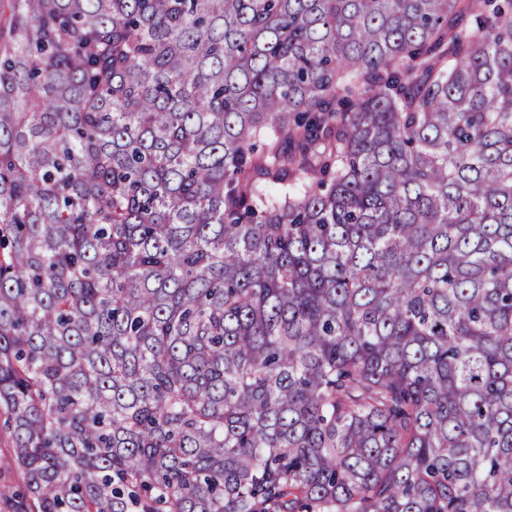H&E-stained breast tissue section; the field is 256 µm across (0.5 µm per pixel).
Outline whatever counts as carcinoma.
I'll return each mask as SVG.
<instances>
[{
  "label": "carcinoma",
  "mask_w": 512,
  "mask_h": 512,
  "mask_svg": "<svg viewBox=\"0 0 512 512\" xmlns=\"http://www.w3.org/2000/svg\"><path fill=\"white\" fill-rule=\"evenodd\" d=\"M12 512H512V0H0Z\"/></svg>",
  "instance_id": "obj_1"
}]
</instances>
